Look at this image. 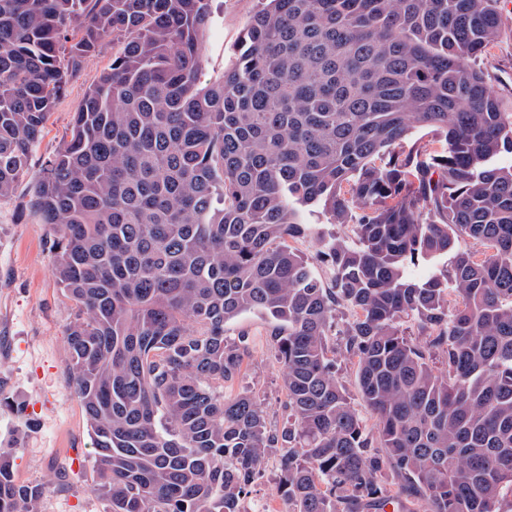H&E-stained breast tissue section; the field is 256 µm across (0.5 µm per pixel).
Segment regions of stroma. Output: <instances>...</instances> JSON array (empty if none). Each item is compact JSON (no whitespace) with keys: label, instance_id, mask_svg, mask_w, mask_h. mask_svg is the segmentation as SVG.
Returning a JSON list of instances; mask_svg holds the SVG:
<instances>
[{"label":"stroma","instance_id":"35a3bbf8","mask_svg":"<svg viewBox=\"0 0 512 512\" xmlns=\"http://www.w3.org/2000/svg\"><path fill=\"white\" fill-rule=\"evenodd\" d=\"M259 6V0H211L202 39L205 61L200 86L218 80L231 67L234 48ZM501 15L504 38L486 65L498 76L502 94L512 100V0H503ZM109 59L106 53L87 59L51 112L30 158L31 171H39L68 139L80 101L106 70ZM30 198V181L25 178L11 197L0 200V399L5 402L0 408V448H15L18 482L46 486L39 512H106L105 501L93 490L95 449L86 417L67 390L66 331L76 310L52 273L55 232L31 207ZM305 220L320 235L300 239L295 246L313 258L312 269L318 277L329 279V270L315 260L318 240L337 237L355 244L352 227L329 223L318 209L306 212ZM225 330L228 337L245 332L253 340L234 391L254 389L269 423L283 426L286 395L266 318L245 313L228 322ZM17 406L30 418V426L18 424L13 412Z\"/></svg>","mask_w":512,"mask_h":512}]
</instances>
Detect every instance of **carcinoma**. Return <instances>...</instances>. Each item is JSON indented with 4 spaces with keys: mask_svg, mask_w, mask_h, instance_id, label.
<instances>
[{
    "mask_svg": "<svg viewBox=\"0 0 512 512\" xmlns=\"http://www.w3.org/2000/svg\"><path fill=\"white\" fill-rule=\"evenodd\" d=\"M500 2L262 0L201 88L209 0H0V200L30 178L56 232L78 310L67 386L107 512H245L273 455L289 512H504L512 104L477 64ZM109 45L70 139L32 173L50 112ZM414 126L441 150L395 153ZM312 208L357 238L320 240L327 285L292 245L315 236ZM245 312L272 320L280 429L254 392H225L252 341L224 324ZM13 458L0 449V512H38L45 488L16 482ZM354 361L337 359V376L339 381L346 387L351 397L354 398L355 402L358 403L359 409L361 410V416L363 418V425L368 433L375 432V418L372 417L363 407L358 388L355 382V366Z\"/></svg>",
    "mask_w": 512,
    "mask_h": 512,
    "instance_id": "cac0c4a2",
    "label": "carcinoma"
}]
</instances>
